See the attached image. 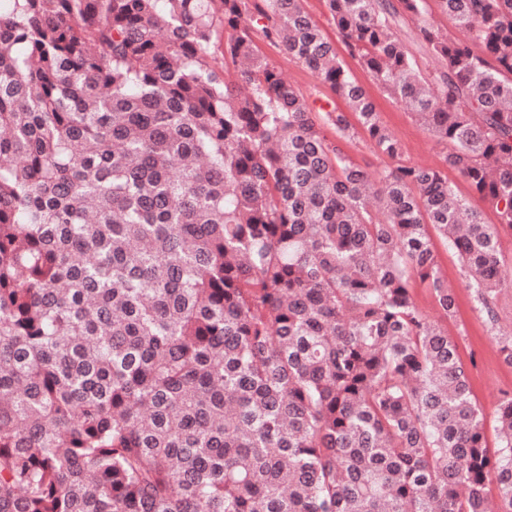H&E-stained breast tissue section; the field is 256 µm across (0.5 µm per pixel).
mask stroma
I'll list each match as a JSON object with an SVG mask.
<instances>
[{
    "label": "stroma",
    "instance_id": "obj_1",
    "mask_svg": "<svg viewBox=\"0 0 512 512\" xmlns=\"http://www.w3.org/2000/svg\"><path fill=\"white\" fill-rule=\"evenodd\" d=\"M303 7L325 36L335 42L339 60L349 71L352 79L373 99L381 123L398 137L401 144L400 163L442 171L449 185L459 195L470 196L471 188L468 182L444 164L446 146L432 138L413 113L408 112L401 103L383 92L372 76L360 65L357 57L353 56L344 44L339 43L325 0H303ZM261 52L279 70L288 85L308 99L330 103L339 111L346 112V104L323 85L311 69L289 56L287 52L266 43L262 44ZM347 120L353 125L350 137L337 139L335 129L328 126L324 129L327 138L338 140L342 152L368 172L373 173L390 166V159L379 153L368 134L357 127L356 116L348 114ZM500 250L506 286L495 299L496 321H489L486 316L477 312L473 296L465 286L461 260L455 250L444 244H437L436 253L443 278L456 291L458 309L455 317L441 319L429 288L420 283L413 286L418 308L430 318L442 320L449 336L457 340L460 355L469 367L470 387L485 416L486 436L490 439L495 436L494 418L500 400L512 396V366L503 361L496 338L497 331L512 330V232L501 231Z\"/></svg>",
    "mask_w": 512,
    "mask_h": 512
}]
</instances>
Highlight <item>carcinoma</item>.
Returning a JSON list of instances; mask_svg holds the SVG:
<instances>
[{"label":"carcinoma","mask_w":512,"mask_h":512,"mask_svg":"<svg viewBox=\"0 0 512 512\" xmlns=\"http://www.w3.org/2000/svg\"><path fill=\"white\" fill-rule=\"evenodd\" d=\"M326 0L374 81L469 181L352 163L277 44L400 144L301 0H11L0 13V512H512L441 316L512 230V0ZM441 68L424 72L402 20ZM484 54L477 55L471 45ZM222 64H214L215 56ZM497 212L486 224L478 203ZM385 220H376V212Z\"/></svg>","instance_id":"cac0c4a2"}]
</instances>
